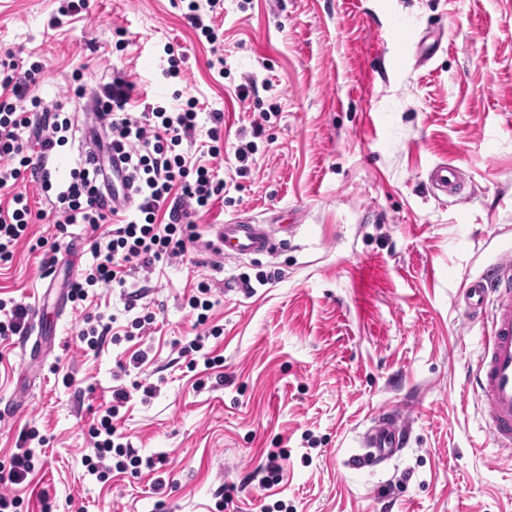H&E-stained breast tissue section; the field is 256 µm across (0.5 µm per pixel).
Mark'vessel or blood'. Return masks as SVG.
Masks as SVG:
<instances>
[{
	"instance_id": "1",
	"label": "vessel or blood",
	"mask_w": 512,
	"mask_h": 512,
	"mask_svg": "<svg viewBox=\"0 0 512 512\" xmlns=\"http://www.w3.org/2000/svg\"><path fill=\"white\" fill-rule=\"evenodd\" d=\"M433 194L449 196L465 203V185L457 166L443 162L429 172ZM217 249L224 256L263 252L271 245V233L262 224L232 221L217 230ZM469 313L480 315L490 310V328L483 338L482 350L472 375L487 425L497 448L512 453V255L501 256L490 274L471 281L464 293ZM410 420L406 416H377L364 433L363 460L391 457L409 437Z\"/></svg>"
}]
</instances>
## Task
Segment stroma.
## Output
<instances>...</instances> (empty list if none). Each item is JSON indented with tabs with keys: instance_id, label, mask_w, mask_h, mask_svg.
I'll list each match as a JSON object with an SVG mask.
<instances>
[{
	"instance_id": "35a3bbf8",
	"label": "stroma",
	"mask_w": 512,
	"mask_h": 512,
	"mask_svg": "<svg viewBox=\"0 0 512 512\" xmlns=\"http://www.w3.org/2000/svg\"><path fill=\"white\" fill-rule=\"evenodd\" d=\"M66 5L0 0V59L41 65L28 96L74 126L51 166L68 173L96 122L76 85L120 77L133 113L177 89L198 100L189 156L222 113L224 199L186 256L84 302L68 290L93 262L87 225H31L48 246L0 264V297L41 312L0 340V465L26 433L42 440L27 483L0 495L16 512H512V456L471 387L486 321L462 300L512 252V0H220L200 11L214 45L184 0ZM168 43L185 54L176 79ZM441 162L462 169L467 203L429 191ZM233 219L273 229L275 251H212L213 225ZM202 281L216 301L204 325L188 303ZM90 313L110 326L95 351L79 336ZM119 388L118 431L155 465L116 455L99 482L90 429ZM382 412L407 413L410 439L366 466L359 441Z\"/></svg>"
}]
</instances>
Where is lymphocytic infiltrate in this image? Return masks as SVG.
I'll list each match as a JSON object with an SVG mask.
<instances>
[{
    "label": "lymphocytic infiltrate",
    "instance_id": "lymphocytic-infiltrate-1",
    "mask_svg": "<svg viewBox=\"0 0 512 512\" xmlns=\"http://www.w3.org/2000/svg\"><path fill=\"white\" fill-rule=\"evenodd\" d=\"M40 73L39 66L25 69L14 61L0 68V197L8 199L0 204V261H10L29 226L46 216L47 211L33 208L23 189L30 178L42 193L51 194L50 209L60 223L108 229L91 245L90 273L71 285L74 299L85 300L89 288L101 284L125 285L127 267L148 269L186 255L196 237L197 217L224 197V182L214 169L192 163L182 149L197 130L195 98H183L177 91V106L147 102L135 116L127 110L134 91L131 81L118 78L96 91L97 117L112 134L109 155L124 166L117 190L100 184L103 168L96 153H87L62 179L49 167L54 150L68 143L72 123L60 106L24 97V88L36 84ZM33 126L39 134L32 142L23 133ZM128 398L126 390H114L92 429L94 454L85 466L97 479L107 475L103 460L124 450L115 420Z\"/></svg>",
    "mask_w": 512,
    "mask_h": 512
}]
</instances>
